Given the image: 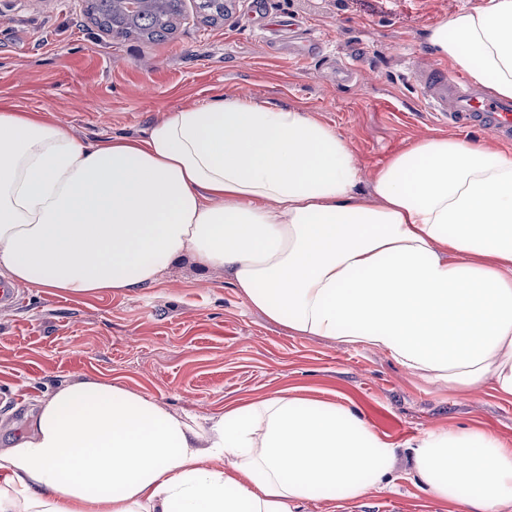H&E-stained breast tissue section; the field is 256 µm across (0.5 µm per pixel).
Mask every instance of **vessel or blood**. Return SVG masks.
<instances>
[{
    "mask_svg": "<svg viewBox=\"0 0 512 512\" xmlns=\"http://www.w3.org/2000/svg\"><path fill=\"white\" fill-rule=\"evenodd\" d=\"M415 78L429 112L449 127H480L502 139H512V100L488 96L467 76L441 67L419 70Z\"/></svg>",
    "mask_w": 512,
    "mask_h": 512,
    "instance_id": "b4317fda",
    "label": "vessel or blood"
}]
</instances>
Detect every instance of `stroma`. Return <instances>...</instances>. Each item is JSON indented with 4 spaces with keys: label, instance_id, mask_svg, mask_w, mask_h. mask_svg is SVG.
<instances>
[{
    "label": "stroma",
    "instance_id": "35a3bbf8",
    "mask_svg": "<svg viewBox=\"0 0 512 512\" xmlns=\"http://www.w3.org/2000/svg\"><path fill=\"white\" fill-rule=\"evenodd\" d=\"M226 0L210 21L184 0L152 42L103 32L87 0H0V103L37 110L82 141L135 135L173 108L243 95L305 111L349 138L364 175L417 139L448 135L424 106L425 30L484 0ZM324 50L288 54L300 24ZM0 307V448L53 389L96 376L174 413L208 417L281 390L352 408L403 447L421 431L476 428L512 448V398H466L388 354L301 336L253 311L217 269L182 258L149 288L74 295L18 285ZM300 512H456L398 468L390 488Z\"/></svg>",
    "mask_w": 512,
    "mask_h": 512
}]
</instances>
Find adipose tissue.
<instances>
[{"label": "adipose tissue", "mask_w": 512, "mask_h": 512, "mask_svg": "<svg viewBox=\"0 0 512 512\" xmlns=\"http://www.w3.org/2000/svg\"><path fill=\"white\" fill-rule=\"evenodd\" d=\"M437 59L512 98V0L430 26ZM348 138L242 96L138 137L79 141L0 105V274L75 295L148 288L187 256L302 336L389 354L430 382L512 397V155L437 136L370 194ZM458 512L512 507V448L474 428L409 441ZM398 450L351 408L285 393L198 422L87 376L0 448V512H293L387 487Z\"/></svg>", "instance_id": "ef3b65f1"}]
</instances>
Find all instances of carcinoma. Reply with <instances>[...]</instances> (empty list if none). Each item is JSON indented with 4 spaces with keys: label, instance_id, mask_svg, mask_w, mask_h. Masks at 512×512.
Segmentation results:
<instances>
[{
    "label": "carcinoma",
    "instance_id": "obj_1",
    "mask_svg": "<svg viewBox=\"0 0 512 512\" xmlns=\"http://www.w3.org/2000/svg\"><path fill=\"white\" fill-rule=\"evenodd\" d=\"M184 0H165L160 6L138 10V20L132 25L114 17L111 0H88V12L102 28L117 34L135 33L149 40H158L170 33L183 13ZM197 9L215 19L224 16L225 6L219 0H197Z\"/></svg>",
    "mask_w": 512,
    "mask_h": 512
}]
</instances>
